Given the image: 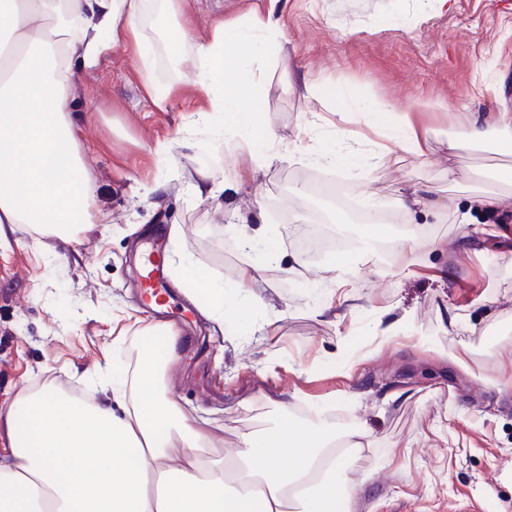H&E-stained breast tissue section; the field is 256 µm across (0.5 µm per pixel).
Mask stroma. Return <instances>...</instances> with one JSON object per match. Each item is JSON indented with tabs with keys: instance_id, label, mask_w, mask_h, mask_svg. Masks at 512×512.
Listing matches in <instances>:
<instances>
[{
	"instance_id": "1",
	"label": "stroma",
	"mask_w": 512,
	"mask_h": 512,
	"mask_svg": "<svg viewBox=\"0 0 512 512\" xmlns=\"http://www.w3.org/2000/svg\"><path fill=\"white\" fill-rule=\"evenodd\" d=\"M269 8L285 38L250 106L284 156L251 173L224 146L222 114L196 120L223 80L208 95L189 84L168 31L181 24L190 47ZM141 31L152 86L135 45L108 30L110 51L75 79L69 115L91 177L90 230L72 239L11 224L0 239V415L21 390L48 385L101 399L114 369L135 366L156 318L134 271L163 224L171 312L197 299L181 267L227 287L241 268L261 270L263 306L236 303L262 330L201 311L165 378L208 436L207 458L275 426L291 401L367 429L347 473L354 497L336 512H463L472 502L512 512V152L448 151L461 113H512V0H181L175 19L148 0ZM284 57L297 71L282 69ZM304 74L316 95H302ZM347 98L378 105L382 126L390 108L417 111L426 154L379 159L377 138L343 111ZM327 153L359 162L331 165ZM452 168L469 180L450 183ZM202 169L241 180L202 200ZM416 186L433 190L432 204L397 210ZM484 195L504 197L502 208L472 209ZM243 224L255 232L249 249ZM311 231L348 239L356 264L309 258Z\"/></svg>"
}]
</instances>
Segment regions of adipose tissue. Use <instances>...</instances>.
Masks as SVG:
<instances>
[{
  "label": "adipose tissue",
  "mask_w": 512,
  "mask_h": 512,
  "mask_svg": "<svg viewBox=\"0 0 512 512\" xmlns=\"http://www.w3.org/2000/svg\"><path fill=\"white\" fill-rule=\"evenodd\" d=\"M144 9L145 0H0V39L19 52L9 79H0V238L7 224L69 235L90 223V177L67 117L75 75L108 52L101 31L139 41ZM283 37L274 12H257L224 23L194 49L224 80L198 121L222 113L225 141L245 153L253 172L280 152L244 104L265 69L255 48ZM387 138L421 156L429 133L415 111L394 109ZM489 140L512 146V113L464 119L448 148L466 151ZM259 275L256 266L242 268L230 290L195 274L186 280L211 307L233 312L236 295L251 293ZM153 338L133 375L113 379L112 402L75 398L65 407L53 389L19 393L0 421L10 442L0 455V512H336L337 501L352 498L348 452L362 446L364 426L340 435L321 421L285 419L242 435L234 467L203 459L205 435L191 431L160 390L163 368L178 358L179 336L158 324ZM187 432L194 442L183 465L171 467L175 441Z\"/></svg>",
  "instance_id": "obj_1"
}]
</instances>
